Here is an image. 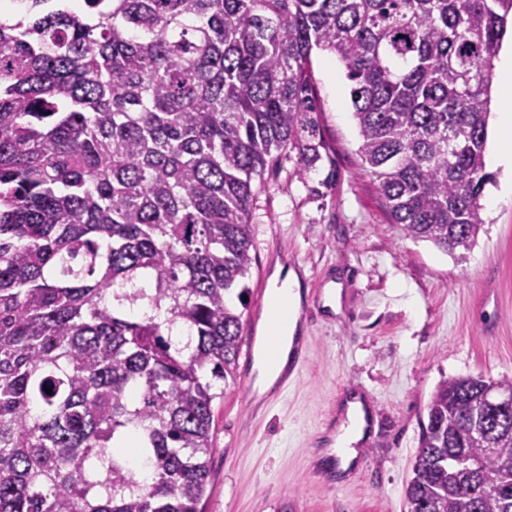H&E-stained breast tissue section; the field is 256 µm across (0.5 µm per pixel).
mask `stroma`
Listing matches in <instances>:
<instances>
[{
	"label": "stroma",
	"mask_w": 512,
	"mask_h": 512,
	"mask_svg": "<svg viewBox=\"0 0 512 512\" xmlns=\"http://www.w3.org/2000/svg\"><path fill=\"white\" fill-rule=\"evenodd\" d=\"M326 148L305 174L281 154L255 185L254 246L237 377L215 402V451L204 512H406L420 419L441 379L512 378V193L494 169L486 224L465 259L404 236L358 156L343 65L311 55ZM298 270L308 315L299 323L308 363L287 389L252 397L249 349L258 347L277 258ZM341 283V311L324 306ZM365 399L372 435L356 467L334 482L319 453Z\"/></svg>",
	"instance_id": "stroma-1"
}]
</instances>
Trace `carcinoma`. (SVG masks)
Returning <instances> with one entry per match:
<instances>
[{
  "mask_svg": "<svg viewBox=\"0 0 512 512\" xmlns=\"http://www.w3.org/2000/svg\"><path fill=\"white\" fill-rule=\"evenodd\" d=\"M23 2L0 18V512H202L254 182L316 151L312 51L345 68L393 223L462 257L512 0ZM489 389L512 380L439 382L407 512H512Z\"/></svg>",
  "mask_w": 512,
  "mask_h": 512,
  "instance_id": "cac0c4a2",
  "label": "carcinoma"
}]
</instances>
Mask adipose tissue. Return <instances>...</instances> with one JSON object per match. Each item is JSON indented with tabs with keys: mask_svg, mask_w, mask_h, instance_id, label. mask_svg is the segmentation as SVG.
Masks as SVG:
<instances>
[{
	"mask_svg": "<svg viewBox=\"0 0 512 512\" xmlns=\"http://www.w3.org/2000/svg\"><path fill=\"white\" fill-rule=\"evenodd\" d=\"M501 138L495 148V166L512 173V56L504 59L498 78ZM298 277L283 264H276L272 273V292L267 307L266 333L269 346L264 349L255 364V386L259 392L269 390L288 364L289 355L297 330V308L300 294ZM369 410L364 401L353 400L346 411L347 424L340 427L326 448V455L337 456L341 469H348L357 456L356 443L366 439Z\"/></svg>",
	"mask_w": 512,
	"mask_h": 512,
	"instance_id": "ef3b65f1",
	"label": "adipose tissue"
}]
</instances>
